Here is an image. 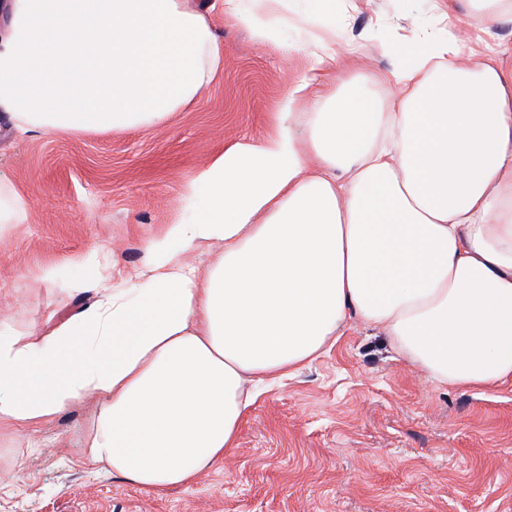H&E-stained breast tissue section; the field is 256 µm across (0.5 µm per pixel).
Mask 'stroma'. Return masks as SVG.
Listing matches in <instances>:
<instances>
[{
    "mask_svg": "<svg viewBox=\"0 0 512 512\" xmlns=\"http://www.w3.org/2000/svg\"><path fill=\"white\" fill-rule=\"evenodd\" d=\"M440 0H336L340 36L327 81L391 70L376 35H433ZM224 72L190 108L158 127L120 132L14 133L0 123V183L23 195L24 224H0V330L47 333L91 304L63 292L93 279L86 258L112 254L129 273L146 241L190 210L185 188L224 148L264 138L278 102L309 69L302 54L255 42L214 13ZM461 60L512 46V19L462 17ZM57 277L48 281L44 268ZM101 400L41 424L0 425V512H512V384L435 383L383 332L351 321L336 343L264 388L224 461L197 482L154 492L84 455Z\"/></svg>",
    "mask_w": 512,
    "mask_h": 512,
    "instance_id": "obj_1",
    "label": "stroma"
}]
</instances>
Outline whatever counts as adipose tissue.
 <instances>
[{
    "label": "adipose tissue",
    "instance_id": "ef3b65f1",
    "mask_svg": "<svg viewBox=\"0 0 512 512\" xmlns=\"http://www.w3.org/2000/svg\"><path fill=\"white\" fill-rule=\"evenodd\" d=\"M283 2H215L311 61L271 133L198 171L190 219L149 239L132 276L113 283L107 251L92 252L94 303L45 339L0 336V424L100 396L91 461L161 491L234 447L246 379L295 373L354 319L439 384L512 381V46L458 61L461 16L493 24L512 0H448L440 34L407 47L381 36L400 59L387 112L362 80L318 89L338 33L321 11L288 44ZM223 65L188 0H0V117L22 133L162 124ZM211 243L202 279L183 255Z\"/></svg>",
    "mask_w": 512,
    "mask_h": 512
}]
</instances>
